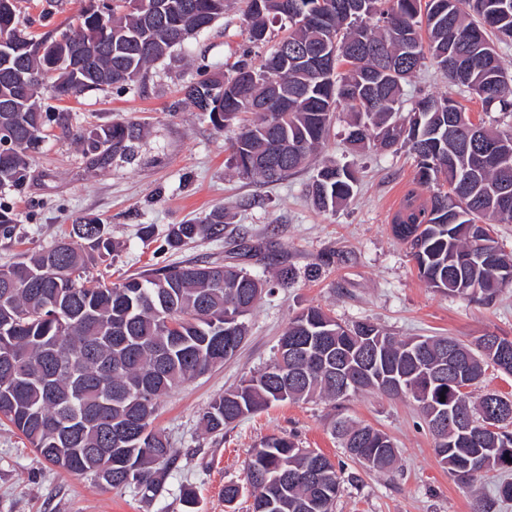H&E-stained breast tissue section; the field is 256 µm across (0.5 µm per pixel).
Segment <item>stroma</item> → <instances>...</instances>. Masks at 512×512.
<instances>
[{
	"label": "stroma",
	"instance_id": "1",
	"mask_svg": "<svg viewBox=\"0 0 512 512\" xmlns=\"http://www.w3.org/2000/svg\"><path fill=\"white\" fill-rule=\"evenodd\" d=\"M87 2L19 0L20 18L39 35L75 20ZM249 29L244 0H229L223 19L151 65L129 89L106 87L58 103V111L76 126L116 119L140 123L143 136L133 158L89 169L76 142L55 127L30 151L26 182L0 187V203L17 219L13 238L0 239V264L51 245L77 218L93 215L104 221L120 249L110 265L89 266L87 276L115 282L152 264L197 260L239 264L268 282L236 355L160 400L152 426L178 451L175 464L161 473V495L148 500L133 488L111 489L92 476L66 473L2 421L0 512H185L180 490L186 484L197 493L195 512H248L253 489L245 482L246 465L253 448L273 434L295 435L302 447L345 461L331 433L338 411L323 399L271 404L218 436L202 428V415L216 397L272 361L285 327L303 308L320 307L344 324L370 321L401 338L512 337V287L487 307L420 280L408 246L390 226L409 190L423 202L432 190L417 187L416 161L407 151H351L349 113L336 112L320 155L351 166L358 178L356 197L336 211L317 210L308 195L315 167L266 183L231 166L233 128H214L187 98L186 88L205 74L230 72L242 55L261 63L271 47L253 44ZM428 94L452 95L474 122L503 125L500 113L483 111L476 95L449 84L430 64L406 85L405 99ZM216 206L224 209L230 236L163 249L171 225L201 219ZM147 224L154 227L149 241L139 232ZM282 266L298 273L287 288L271 281ZM341 412L388 433L399 457L390 472L359 469L358 482L346 486L334 512H472V493L459 488L440 465L434 438L411 398L362 392L350 396ZM229 482L241 486L232 508L224 502Z\"/></svg>",
	"mask_w": 512,
	"mask_h": 512
}]
</instances>
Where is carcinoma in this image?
I'll return each mask as SVG.
<instances>
[{
	"label": "carcinoma",
	"instance_id": "carcinoma-1",
	"mask_svg": "<svg viewBox=\"0 0 512 512\" xmlns=\"http://www.w3.org/2000/svg\"><path fill=\"white\" fill-rule=\"evenodd\" d=\"M134 11L127 0H98L79 12L68 29L36 38L21 27L17 0H0V124L16 130L0 153V186H21L28 152L53 124L81 147L86 164L106 169L117 157L134 156L140 128L114 121L91 130L73 127L62 113L44 108L49 96L76 99L92 91L130 85L182 44L200 24L224 16L227 0H146ZM345 0H295L298 8L328 17L323 25L288 23L274 50L256 68L237 61L224 90L206 77L191 85L188 99L217 129L250 113L231 141L230 162L266 183L278 182L316 159L334 112H350L347 141L355 151L406 148L417 159V183L438 185L429 201L407 193L392 231L410 245L418 275L429 287L490 305L512 285V252L486 235L512 223V129L489 130L472 121L450 97L426 95L400 116L403 85L426 59L448 80L475 94L485 108L512 118V78L496 49L512 40V0H363L349 12ZM251 38L266 40L268 22L287 19L281 0H247ZM336 43L332 63L315 66L308 56L324 42ZM288 45V55L279 54ZM81 49L86 64L73 69ZM353 89L350 96L343 88ZM276 95L275 112L262 109ZM496 147L508 169L485 163L479 152ZM355 172L326 163L309 185L323 212L356 192ZM13 211L0 205V237L15 229ZM224 237V209L199 221L172 225L165 238L180 248L198 238ZM116 244L103 220L84 216L52 245L20 254L0 266V417L45 459L62 470L96 477L105 485L134 487L142 496L161 493L158 470L174 463L177 450L151 428L157 403L181 382L231 358L227 335L239 348L248 316L265 283L244 268L189 261L162 266L119 282L85 275L88 264L112 256ZM306 344L330 352L318 367L278 352L273 365L215 398L203 415L205 430L222 434L237 421L273 402L326 399L340 407L362 390H381L380 375L365 373L364 355L406 378L403 396L426 418L434 411L471 419V430L448 444L431 431L440 464L470 491L486 476L481 457L499 460L497 498L512 501V416L488 438L480 420L492 406L512 398L482 396L472 406L455 379H438L455 362L461 379L478 383L484 364L512 341L485 334L469 342L453 336L398 339L369 322L343 325L319 307L300 311L278 347ZM445 401H440V398ZM136 424L121 445L111 429ZM332 433L355 464L392 468L398 449L391 437L369 425L337 416ZM254 490L252 512H333L344 485L357 481L329 456L302 448L291 437L271 436L254 449L246 468Z\"/></svg>",
	"mask_w": 512,
	"mask_h": 512
}]
</instances>
